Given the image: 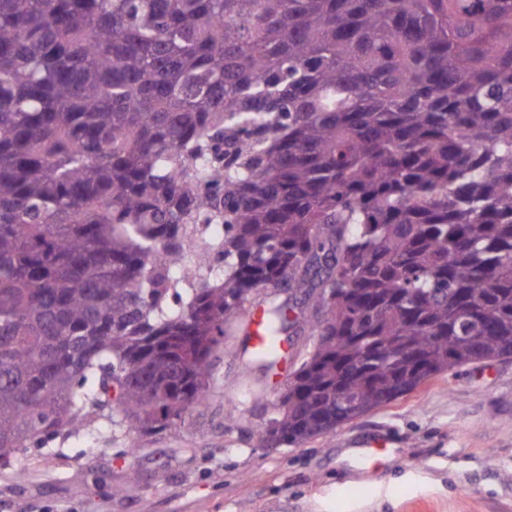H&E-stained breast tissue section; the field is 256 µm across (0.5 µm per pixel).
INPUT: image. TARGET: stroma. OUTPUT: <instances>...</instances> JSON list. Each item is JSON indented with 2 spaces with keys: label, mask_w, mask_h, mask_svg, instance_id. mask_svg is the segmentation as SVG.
<instances>
[{
  "label": "stroma",
  "mask_w": 512,
  "mask_h": 512,
  "mask_svg": "<svg viewBox=\"0 0 512 512\" xmlns=\"http://www.w3.org/2000/svg\"><path fill=\"white\" fill-rule=\"evenodd\" d=\"M243 340L233 326L180 432L134 441L102 421L0 464V512H512V359L438 374L332 433L270 447L267 404L309 338L292 337L268 376ZM371 440L380 449L360 461Z\"/></svg>",
  "instance_id": "stroma-1"
}]
</instances>
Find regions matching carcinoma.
<instances>
[{"instance_id": "obj_1", "label": "carcinoma", "mask_w": 512, "mask_h": 512, "mask_svg": "<svg viewBox=\"0 0 512 512\" xmlns=\"http://www.w3.org/2000/svg\"><path fill=\"white\" fill-rule=\"evenodd\" d=\"M253 307L288 446L512 357V0H0V463L176 428Z\"/></svg>"}]
</instances>
